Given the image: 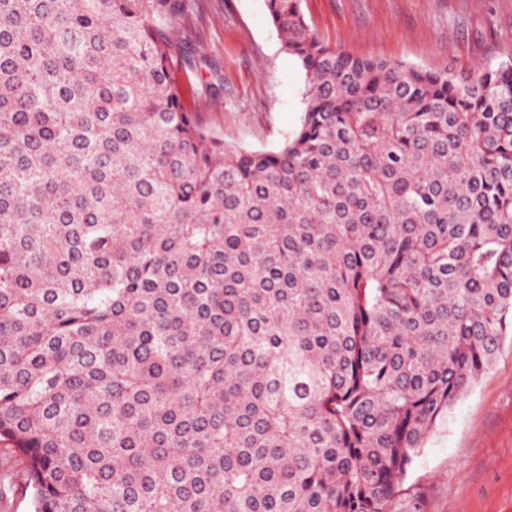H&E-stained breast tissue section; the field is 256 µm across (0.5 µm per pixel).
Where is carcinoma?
Wrapping results in <instances>:
<instances>
[{"label":"carcinoma","instance_id":"1","mask_svg":"<svg viewBox=\"0 0 512 512\" xmlns=\"http://www.w3.org/2000/svg\"><path fill=\"white\" fill-rule=\"evenodd\" d=\"M305 71L224 143L187 0H0V447L33 512H391L512 336V54Z\"/></svg>","mask_w":512,"mask_h":512}]
</instances>
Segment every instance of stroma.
<instances>
[{"label": "stroma", "mask_w": 512, "mask_h": 512, "mask_svg": "<svg viewBox=\"0 0 512 512\" xmlns=\"http://www.w3.org/2000/svg\"><path fill=\"white\" fill-rule=\"evenodd\" d=\"M316 33L354 55L458 71L512 52V0H303ZM180 25L213 84L200 114L225 143L273 149L298 126L305 72L285 52L266 0H190ZM392 512H512V344L433 428Z\"/></svg>", "instance_id": "stroma-1"}]
</instances>
